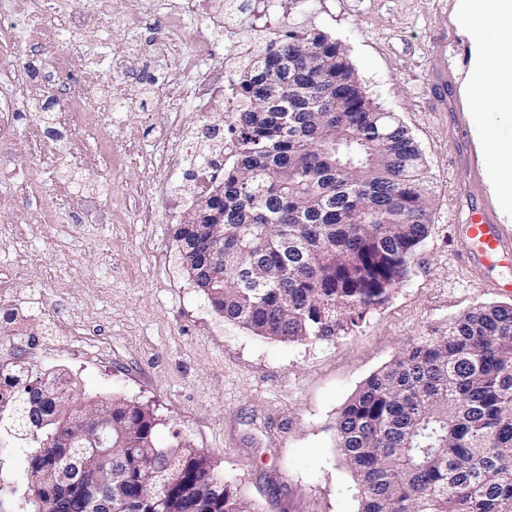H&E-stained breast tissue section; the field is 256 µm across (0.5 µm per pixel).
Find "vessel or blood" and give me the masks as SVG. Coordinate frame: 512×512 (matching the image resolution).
Instances as JSON below:
<instances>
[{
    "label": "vessel or blood",
    "mask_w": 512,
    "mask_h": 512,
    "mask_svg": "<svg viewBox=\"0 0 512 512\" xmlns=\"http://www.w3.org/2000/svg\"><path fill=\"white\" fill-rule=\"evenodd\" d=\"M453 131L454 165L465 173L458 194L474 203L460 228L466 245L457 252V263L477 287L512 292V279L495 273L496 268L512 265V225L501 223L495 205L484 192L481 167L464 116H457Z\"/></svg>",
    "instance_id": "obj_1"
}]
</instances>
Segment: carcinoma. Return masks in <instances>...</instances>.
Listing matches in <instances>:
<instances>
[{
    "instance_id": "cac0c4a2",
    "label": "carcinoma",
    "mask_w": 512,
    "mask_h": 512,
    "mask_svg": "<svg viewBox=\"0 0 512 512\" xmlns=\"http://www.w3.org/2000/svg\"><path fill=\"white\" fill-rule=\"evenodd\" d=\"M228 117L233 163L176 238L188 276L224 319L273 341L334 342L408 277L433 204L409 130L364 90L347 48L288 31L238 62ZM224 254H210V237ZM0 432L26 453L16 512H250L190 442L155 441L153 413L120 395L74 401L68 382L0 363ZM112 420V442L80 435ZM44 424H37L35 420ZM336 447L361 489L359 512H512V304L468 310L409 342L336 422ZM71 456L79 482L59 480Z\"/></svg>"
}]
</instances>
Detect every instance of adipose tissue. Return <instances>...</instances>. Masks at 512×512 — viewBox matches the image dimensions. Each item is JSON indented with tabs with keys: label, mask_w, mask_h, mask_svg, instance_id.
Masks as SVG:
<instances>
[{
	"label": "adipose tissue",
	"mask_w": 512,
	"mask_h": 512,
	"mask_svg": "<svg viewBox=\"0 0 512 512\" xmlns=\"http://www.w3.org/2000/svg\"><path fill=\"white\" fill-rule=\"evenodd\" d=\"M462 12L473 28L474 65L464 93L492 95L512 104V0H461ZM496 32L495 45L483 33ZM481 140L492 158L490 182L506 211L512 212V140L503 141L486 122H479Z\"/></svg>",
	"instance_id": "obj_1"
}]
</instances>
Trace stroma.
<instances>
[{
	"instance_id": "obj_1",
	"label": "stroma",
	"mask_w": 512,
	"mask_h": 512,
	"mask_svg": "<svg viewBox=\"0 0 512 512\" xmlns=\"http://www.w3.org/2000/svg\"><path fill=\"white\" fill-rule=\"evenodd\" d=\"M180 0H112L99 19L91 0H0V98H57L54 128L80 144L50 153L32 135L39 112L0 107L22 150L0 143V358L35 373L65 371L76 398L120 393L147 406L156 441L189 440L252 512H359L356 481L336 446V420L360 385L411 340L445 328L486 303H512L460 271L456 227L467 207L455 197L448 105L436 100L437 73L450 64L467 78L472 43L459 0H280L278 31L316 28L343 43L363 87L408 127L433 182L429 236L407 279L371 310L355 335L337 342H280L225 321L189 280L160 184L192 208L185 173L157 164L173 123L203 132L208 110L179 94L204 71L183 63L160 37ZM53 21L56 46L70 47L67 80L54 78L53 50L28 42L33 19ZM447 32L444 52L435 31ZM130 53L131 71L112 69ZM218 124V123H215ZM228 135L227 123L218 124ZM152 223L140 215L146 203ZM72 326L69 336L57 326ZM20 441L0 437V497L26 490Z\"/></svg>"
}]
</instances>
